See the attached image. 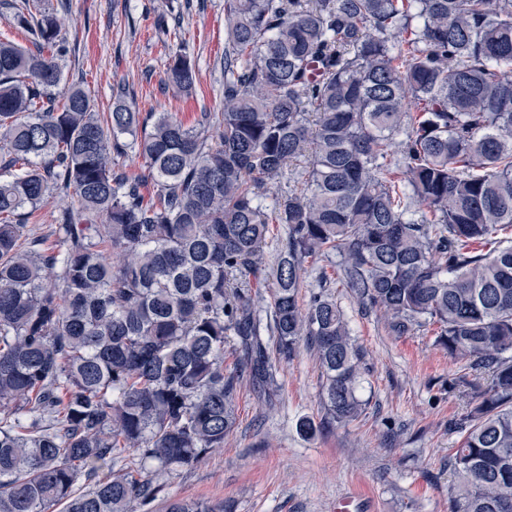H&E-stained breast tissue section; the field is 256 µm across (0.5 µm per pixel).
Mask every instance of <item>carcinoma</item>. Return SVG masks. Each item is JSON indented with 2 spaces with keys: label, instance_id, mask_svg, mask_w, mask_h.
Listing matches in <instances>:
<instances>
[{
  "label": "carcinoma",
  "instance_id": "cac0c4a2",
  "mask_svg": "<svg viewBox=\"0 0 512 512\" xmlns=\"http://www.w3.org/2000/svg\"><path fill=\"white\" fill-rule=\"evenodd\" d=\"M4 8L31 46L0 39V512H134L224 447L243 374L274 378L263 280L278 360L307 346L330 422L356 419L343 310L300 302L329 254L389 333L432 326L472 372L452 512H512V0H226L222 112L191 127L121 88L103 116L81 87L57 101L60 20ZM166 79L191 92L195 64L176 52ZM130 153L150 199L118 167ZM55 192L77 206L47 247L26 221ZM127 450L139 468L112 472ZM119 164L130 176L142 177L145 179L143 192L146 197L153 194V182L147 178L148 170L144 159L135 156L134 154H129L128 156L119 159Z\"/></svg>",
  "mask_w": 512,
  "mask_h": 512
}]
</instances>
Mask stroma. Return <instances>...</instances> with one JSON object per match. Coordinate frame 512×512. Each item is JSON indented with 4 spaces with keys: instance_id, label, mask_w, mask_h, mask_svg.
<instances>
[{
    "instance_id": "stroma-1",
    "label": "stroma",
    "mask_w": 512,
    "mask_h": 512,
    "mask_svg": "<svg viewBox=\"0 0 512 512\" xmlns=\"http://www.w3.org/2000/svg\"><path fill=\"white\" fill-rule=\"evenodd\" d=\"M62 22L70 45L65 83L80 84L97 111L124 87L140 112H169L185 125L215 112L224 87V0H43ZM174 14L175 34L157 27ZM183 51L196 66L192 93L165 81L170 58ZM337 256L308 261L303 301L336 298L365 352L359 396L363 412L328 424L323 377L309 350L278 363L272 384L243 378L236 424L223 448L164 478L159 501L220 503L224 512H336L352 498L355 512H451L448 455L460 436L453 424L468 398L453 381L463 375L432 334L390 335L377 313L364 312L345 288ZM318 431L306 436L301 419Z\"/></svg>"
}]
</instances>
